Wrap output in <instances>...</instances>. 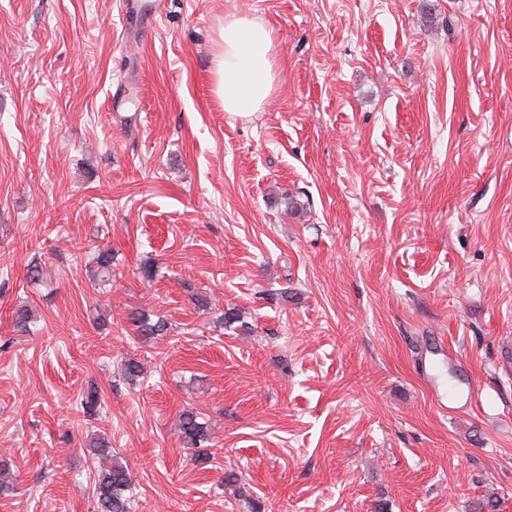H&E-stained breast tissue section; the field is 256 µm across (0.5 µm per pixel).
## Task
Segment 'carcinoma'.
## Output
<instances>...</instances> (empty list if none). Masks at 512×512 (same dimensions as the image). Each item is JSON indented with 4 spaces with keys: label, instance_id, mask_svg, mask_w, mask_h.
Returning <instances> with one entry per match:
<instances>
[{
    "label": "carcinoma",
    "instance_id": "obj_1",
    "mask_svg": "<svg viewBox=\"0 0 512 512\" xmlns=\"http://www.w3.org/2000/svg\"><path fill=\"white\" fill-rule=\"evenodd\" d=\"M136 332L141 336L159 335L167 329L165 322H151L146 314L135 319ZM83 413L93 417L103 409V401L97 388L89 387L79 401ZM181 433L186 444L201 448L210 441L206 424L199 422L193 411L181 414ZM97 460V479L94 484L96 512H131L134 477L129 468L115 461L112 450L103 438L95 440L90 448Z\"/></svg>",
    "mask_w": 512,
    "mask_h": 512
}]
</instances>
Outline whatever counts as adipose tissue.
I'll use <instances>...</instances> for the list:
<instances>
[{"mask_svg": "<svg viewBox=\"0 0 512 512\" xmlns=\"http://www.w3.org/2000/svg\"><path fill=\"white\" fill-rule=\"evenodd\" d=\"M212 60L215 93L225 111L255 112L269 101L278 80L271 28L245 17L225 19Z\"/></svg>", "mask_w": 512, "mask_h": 512, "instance_id": "ef3b65f1", "label": "adipose tissue"}]
</instances>
